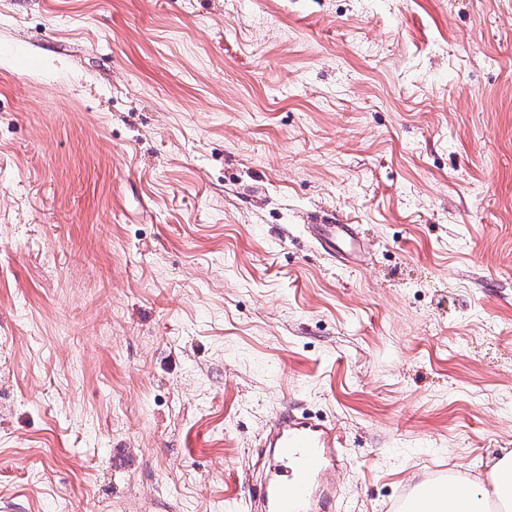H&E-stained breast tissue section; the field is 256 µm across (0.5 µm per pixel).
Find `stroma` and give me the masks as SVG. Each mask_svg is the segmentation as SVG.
Wrapping results in <instances>:
<instances>
[{
	"label": "stroma",
	"mask_w": 512,
	"mask_h": 512,
	"mask_svg": "<svg viewBox=\"0 0 512 512\" xmlns=\"http://www.w3.org/2000/svg\"><path fill=\"white\" fill-rule=\"evenodd\" d=\"M285 407L341 512L512 451V0H0V512H249ZM354 224H312L308 228L320 247L341 263L357 260L361 253V237Z\"/></svg>",
	"instance_id": "1"
}]
</instances>
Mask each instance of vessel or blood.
Instances as JSON below:
<instances>
[{
	"label": "vessel or blood",
	"instance_id": "vessel-or-blood-1",
	"mask_svg": "<svg viewBox=\"0 0 512 512\" xmlns=\"http://www.w3.org/2000/svg\"><path fill=\"white\" fill-rule=\"evenodd\" d=\"M315 240L329 255L346 263L361 253L353 224H314ZM269 472L252 492L260 512H336L329 470L344 461L341 436L334 426L291 411H279L263 442Z\"/></svg>",
	"mask_w": 512,
	"mask_h": 512
}]
</instances>
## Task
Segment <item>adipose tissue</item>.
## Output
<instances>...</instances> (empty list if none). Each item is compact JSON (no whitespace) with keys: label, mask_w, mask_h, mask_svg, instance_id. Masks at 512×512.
<instances>
[{"label":"adipose tissue","mask_w":512,"mask_h":512,"mask_svg":"<svg viewBox=\"0 0 512 512\" xmlns=\"http://www.w3.org/2000/svg\"><path fill=\"white\" fill-rule=\"evenodd\" d=\"M512 512V452L503 454L490 468L484 485L452 480L422 486L404 512Z\"/></svg>","instance_id":"obj_1"}]
</instances>
